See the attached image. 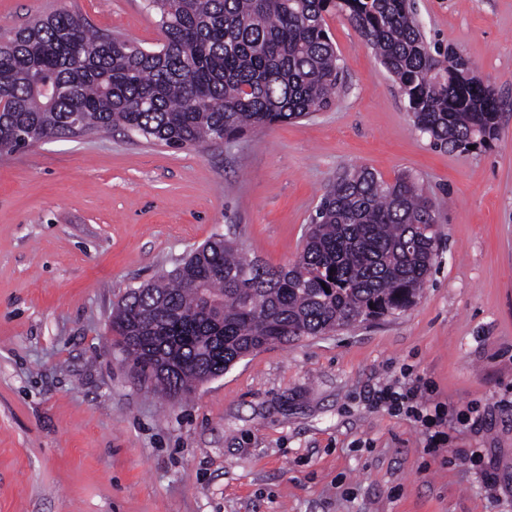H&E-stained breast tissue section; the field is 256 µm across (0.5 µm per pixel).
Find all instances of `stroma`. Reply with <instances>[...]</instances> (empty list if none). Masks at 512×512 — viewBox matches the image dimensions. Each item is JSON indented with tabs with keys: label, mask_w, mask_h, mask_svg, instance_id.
I'll list each match as a JSON object with an SVG mask.
<instances>
[{
	"label": "stroma",
	"mask_w": 512,
	"mask_h": 512,
	"mask_svg": "<svg viewBox=\"0 0 512 512\" xmlns=\"http://www.w3.org/2000/svg\"><path fill=\"white\" fill-rule=\"evenodd\" d=\"M151 49L144 0H0V33L60 7ZM430 43L492 84L499 134L434 148L339 16L335 103L240 139L174 149L122 130L0 158V512H512V0H415ZM415 177L438 210L417 303L267 346L164 398L110 337L127 289L210 236L292 263L327 184ZM384 384L447 405L445 459Z\"/></svg>",
	"instance_id": "1"
}]
</instances>
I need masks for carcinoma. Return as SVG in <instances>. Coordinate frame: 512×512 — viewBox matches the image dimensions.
Returning a JSON list of instances; mask_svg holds the SVG:
<instances>
[{
    "instance_id": "cac0c4a2",
    "label": "carcinoma",
    "mask_w": 512,
    "mask_h": 512,
    "mask_svg": "<svg viewBox=\"0 0 512 512\" xmlns=\"http://www.w3.org/2000/svg\"><path fill=\"white\" fill-rule=\"evenodd\" d=\"M163 42L142 48L93 31L67 8L0 38V151L34 139L120 128L168 147L234 140L328 109L341 82L326 22L345 17L399 84L417 130L444 150L498 133L494 87L468 57L426 40L409 0H146ZM435 202L408 174L365 166L324 191L289 265L215 236L170 272L130 288L113 346L181 400L195 380L258 349L400 313L436 263ZM215 305L198 306L200 293Z\"/></svg>"
}]
</instances>
